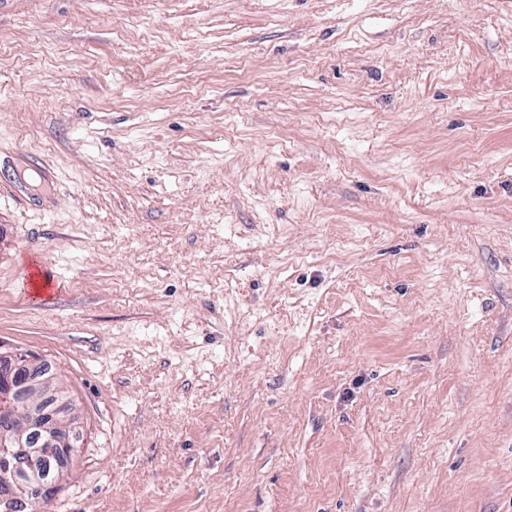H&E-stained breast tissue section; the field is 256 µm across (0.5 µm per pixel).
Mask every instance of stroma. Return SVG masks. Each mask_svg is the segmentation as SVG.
<instances>
[{
    "label": "stroma",
    "instance_id": "35a3bbf8",
    "mask_svg": "<svg viewBox=\"0 0 512 512\" xmlns=\"http://www.w3.org/2000/svg\"><path fill=\"white\" fill-rule=\"evenodd\" d=\"M15 352L53 512H512V0H0Z\"/></svg>",
    "mask_w": 512,
    "mask_h": 512
}]
</instances>
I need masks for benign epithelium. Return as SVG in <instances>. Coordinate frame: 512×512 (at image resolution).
<instances>
[{
    "label": "benign epithelium",
    "instance_id": "benign-epithelium-1",
    "mask_svg": "<svg viewBox=\"0 0 512 512\" xmlns=\"http://www.w3.org/2000/svg\"><path fill=\"white\" fill-rule=\"evenodd\" d=\"M45 366L0 354V504L4 512H50L67 463L81 446L70 407Z\"/></svg>",
    "mask_w": 512,
    "mask_h": 512
}]
</instances>
